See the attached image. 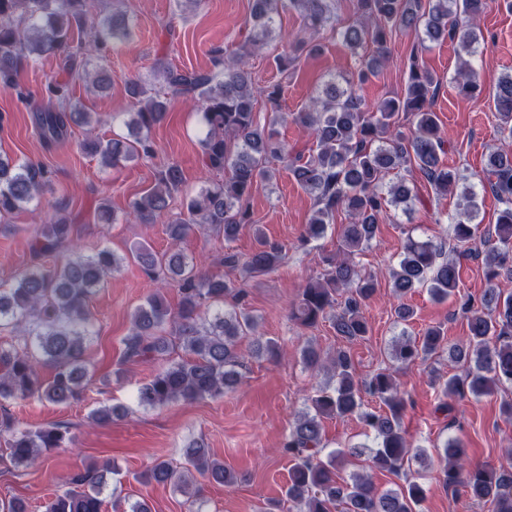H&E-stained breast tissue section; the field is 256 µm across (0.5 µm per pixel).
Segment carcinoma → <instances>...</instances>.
I'll use <instances>...</instances> for the list:
<instances>
[{
    "instance_id": "carcinoma-1",
    "label": "carcinoma",
    "mask_w": 512,
    "mask_h": 512,
    "mask_svg": "<svg viewBox=\"0 0 512 512\" xmlns=\"http://www.w3.org/2000/svg\"><path fill=\"white\" fill-rule=\"evenodd\" d=\"M88 2L0 0V89L15 88L19 70L46 56H61L69 76L66 82L50 79L45 84V95L56 106L34 110V125L48 148L66 140L72 125L91 124L92 113L72 101L71 85L78 81L105 88L108 76L101 69L90 71L89 58L103 59L130 36L123 12L114 9L93 18ZM484 5L485 0H356L353 20L342 25L336 19V0H251L255 47L273 39L276 17L291 8L307 28L332 30L352 51L366 44L373 48L357 73L330 76L309 103L293 114L294 122L309 130L316 142V150L305 159L291 156L273 129L280 119L281 85L255 86L246 54H230L221 46L212 48V68L208 70L161 65L154 70L153 80L131 81L128 92L137 109L129 113L128 133L107 140L90 138L83 148L99 157L106 168L151 158L148 132L166 118L171 101L183 97L198 106L205 128L200 140L202 164L209 172L224 174V179L188 199L184 212L165 225V233L175 242L198 226L226 241L235 238L251 223L253 188L271 181L277 164L288 167L316 205L303 243L324 236L336 212L343 210L352 218L351 223L342 225L336 252L322 256V271L311 277L298 295L292 318L303 327L329 319L336 335L352 343L368 334L363 308L377 280L348 256L370 246L379 219L389 207L402 205L408 210L418 200L407 178L385 183L390 171L409 164L438 196L458 194L452 251L470 250L479 226L476 192L471 186L460 187L468 178L441 163L444 140L432 111L438 87L434 74L413 54L404 95L370 106L358 94V86L382 68L388 42L397 30L414 34L423 44L448 40L457 44L459 51L475 54L481 41L476 18ZM317 50V45L296 36L287 41L276 65L286 71L296 66L303 54ZM456 85L464 96L479 92L476 73L466 61L458 71ZM260 101L267 112L263 123L256 111ZM493 103L500 134L512 140V73L499 80ZM483 174L501 208L483 238L488 247V288L478 304L469 297L459 301L468 336L447 347L442 329L432 326L417 339L402 338L391 352L393 361L405 364L425 360L446 348L451 358L465 365L464 375H451L440 386L444 401L439 410L443 412L451 410L449 398L489 396L504 384H512V295L504 296L496 288L499 278L512 276V150L490 153ZM48 181V171L41 164L0 156V217L40 201ZM183 182L178 164L161 167L154 186L133 202L135 218L144 223L167 213ZM61 212L63 209L55 206V217L40 226L30 244L36 259L57 257L54 265L49 269L39 264L25 267L13 287L0 289V329L16 333L17 339L15 344L0 345V401L38 399L60 405L82 398L90 381L85 351L96 326L88 303L127 259L138 263L150 277L177 284L181 296L176 312L155 293L131 314V328L122 339L128 358L147 360L183 353L180 360L170 361L139 388L138 402L145 407L194 402L221 397L240 385L245 362L237 340L257 329L256 318L241 303L242 289L222 275L202 271L206 260L179 251L158 253L139 244L125 256L108 248L93 255L78 252L72 240L73 224L58 218ZM284 258L281 245L263 241L258 251L244 259L227 252L212 262L252 277L275 270ZM390 277L400 298L426 287L433 297L449 299L457 296L461 270L457 260L446 258L443 244L409 236ZM229 296L236 304L227 310L224 300ZM251 352L256 357L274 358L279 347L272 339L257 338ZM303 360L308 369L330 375V383L307 399L283 444V452L294 461L286 489L288 501L297 512H418L426 495L421 483L409 480L380 493L367 475L353 472L344 479L338 474L347 457L363 454L361 447L324 453L323 421L356 415L374 435L370 461L376 469L398 473L423 464L424 454L411 452L402 426L404 399L395 370L390 367L360 381L349 351L342 348L326 358L308 346L303 349ZM41 367L52 370L47 382L40 377ZM364 394L379 399L387 411L380 413L365 406ZM0 441L14 466L28 468L45 452L72 445L74 437L66 424L20 428L4 419L0 421ZM183 456L187 469L209 482H236L224 463L209 455L201 439L190 441ZM468 456L460 439L445 441L439 453L444 461L440 470L443 486H461L470 500L489 501L495 512H512V451L497 466H472ZM112 473L110 467L94 465L73 473L70 489L48 502L45 512H102L101 495ZM141 478L173 485L190 498L199 495L186 476L166 460H156Z\"/></svg>"
}]
</instances>
